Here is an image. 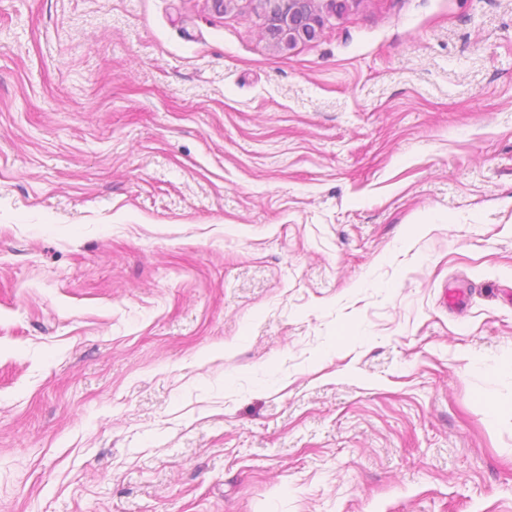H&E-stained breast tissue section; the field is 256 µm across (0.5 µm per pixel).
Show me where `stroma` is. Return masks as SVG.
Masks as SVG:
<instances>
[{"label": "stroma", "instance_id": "obj_1", "mask_svg": "<svg viewBox=\"0 0 512 512\" xmlns=\"http://www.w3.org/2000/svg\"><path fill=\"white\" fill-rule=\"evenodd\" d=\"M0 0V512H512V0ZM266 31L283 48L316 38L328 16L340 12L347 0H261ZM317 2H323L317 4Z\"/></svg>", "mask_w": 512, "mask_h": 512}]
</instances>
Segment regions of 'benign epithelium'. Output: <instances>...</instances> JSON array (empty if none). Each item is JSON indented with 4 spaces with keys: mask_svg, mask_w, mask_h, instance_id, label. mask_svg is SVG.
<instances>
[{
    "mask_svg": "<svg viewBox=\"0 0 512 512\" xmlns=\"http://www.w3.org/2000/svg\"><path fill=\"white\" fill-rule=\"evenodd\" d=\"M347 0H261L266 31L283 48L316 38L325 19L340 12Z\"/></svg>",
    "mask_w": 512,
    "mask_h": 512,
    "instance_id": "benign-epithelium-1",
    "label": "benign epithelium"
}]
</instances>
